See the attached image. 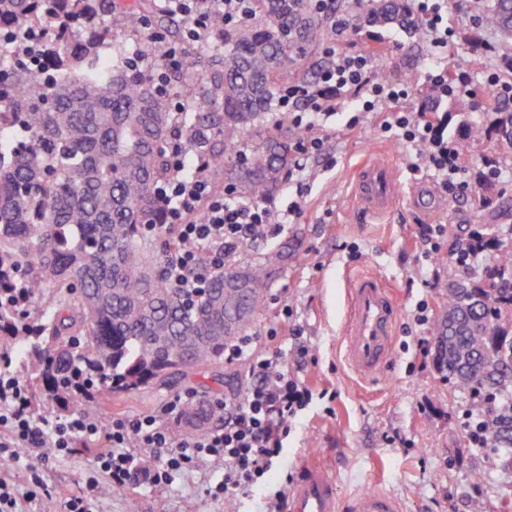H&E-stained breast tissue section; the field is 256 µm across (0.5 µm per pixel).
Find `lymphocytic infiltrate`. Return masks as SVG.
<instances>
[{
	"label": "lymphocytic infiltrate",
	"mask_w": 512,
	"mask_h": 512,
	"mask_svg": "<svg viewBox=\"0 0 512 512\" xmlns=\"http://www.w3.org/2000/svg\"><path fill=\"white\" fill-rule=\"evenodd\" d=\"M172 2L176 11L188 17L186 37L196 44L213 36L211 10L221 11L228 25L248 17V0H210L206 5L200 0ZM411 3L426 24L435 60L425 76L427 88L442 98H474L470 73H461L453 83L447 78L449 30L444 0ZM409 92L405 82L375 78L370 55L350 50L335 53L316 83L289 87L288 112L303 133L289 169L297 196L276 213L260 202L237 200L229 187L223 194H214L209 181L200 173H188L185 157L175 155V176L163 190L167 221L194 247L168 263V278L184 288H203L244 242L276 236L298 217L300 195L308 189V160L325 148L320 119L328 114L348 113L346 126L353 129L362 113L390 106L382 128L388 138L414 149L410 171L431 173L448 195L465 192L469 183L458 160L457 142L444 138L442 129L426 113L397 110V102ZM199 210L204 217L198 221L194 215ZM251 345L248 336L225 344V363L248 362L250 386L243 396L225 400L223 424L192 435L174 430L185 406L183 397H173L154 414L117 420L105 428L98 420L73 412L60 417L33 416L19 376L0 371V460L19 461L23 448H49L64 456L80 438L98 445L96 460L116 488L162 489L200 466L219 463L224 471L210 490L213 498L248 489L272 471L295 418L313 397L312 388L298 376L310 356L300 325L292 326L287 340L274 352L258 355Z\"/></svg>",
	"instance_id": "f902f5d3"
}]
</instances>
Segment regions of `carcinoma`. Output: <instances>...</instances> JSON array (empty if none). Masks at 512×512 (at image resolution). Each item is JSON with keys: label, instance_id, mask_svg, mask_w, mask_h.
Masks as SVG:
<instances>
[{"label": "carcinoma", "instance_id": "1", "mask_svg": "<svg viewBox=\"0 0 512 512\" xmlns=\"http://www.w3.org/2000/svg\"><path fill=\"white\" fill-rule=\"evenodd\" d=\"M355 32L397 27L425 41L408 0H251L250 19L184 51L188 19L163 0H0V362L23 374L30 412L73 410L173 370L215 368L224 344L265 304L268 272L213 274L202 291L171 283L168 258L189 243L165 231L161 187L173 153L207 163L211 185L243 198L275 196L302 133L281 107L288 87L316 82L332 63L340 14ZM483 27L512 40V0H485ZM459 157H512V103L464 123ZM156 227L149 234L145 228ZM484 256L477 275L471 260ZM462 282L441 294L433 335L437 370L487 411L465 427L478 444L512 451V225L476 224L454 254ZM221 407L189 406L199 432Z\"/></svg>", "mask_w": 512, "mask_h": 512}]
</instances>
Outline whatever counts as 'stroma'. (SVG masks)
Listing matches in <instances>:
<instances>
[{
  "mask_svg": "<svg viewBox=\"0 0 512 512\" xmlns=\"http://www.w3.org/2000/svg\"><path fill=\"white\" fill-rule=\"evenodd\" d=\"M477 0H448V23L455 32L449 60L466 59L478 82V99L471 120H483L496 102L483 85L496 60L474 52V42L500 44L497 35L474 26ZM388 52L374 58L378 78L406 77L421 90L431 66L427 49H420L413 67L404 61L409 37L401 30L385 31ZM385 113L363 115L354 132H347L342 115L325 119L326 152L308 161L310 189L301 213L275 238L248 242L233 261L237 267H256L267 255L287 248L288 259L268 281L263 308L246 329L255 353L271 351L267 334L291 318L303 329L314 363L304 367L302 380L326 391L299 414L281 456L267 480L228 499L207 492L220 478L218 466L205 465L177 478L160 490L127 488L110 492L93 454L71 450L66 456L51 449H21V456L37 459L46 491L35 500L20 502L19 512H62L67 497L80 494L87 482L99 484L92 512H267L279 491L289 490L303 465L316 462L336 485L341 500L367 489L396 497L402 512H503L512 504V467L500 450L475 447L464 426L477 406L468 396L452 392L434 364V336L428 324L414 317L426 306L430 319L438 313L440 293L454 275L445 260L471 224H484L495 211L484 206L481 186L454 198L444 195L435 178L410 174L405 148L386 138L381 125ZM388 149L401 176L400 203L387 215L364 220L352 195L353 168L358 157L375 147ZM427 190V209L411 202ZM439 229L438 252H429L418 236L421 227ZM358 270L382 274L401 306L394 347L385 370L372 381L361 379L346 364L341 350V326L346 310V283ZM249 383L242 364L221 365L189 377H174L169 385L118 393L100 406L103 424L135 419L160 409L174 396L216 405L241 395Z\"/></svg>",
  "mask_w": 512,
  "mask_h": 512,
  "instance_id": "stroma-1",
  "label": "stroma"
}]
</instances>
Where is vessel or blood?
<instances>
[{
	"label": "vessel or blood",
	"instance_id": "obj_1",
	"mask_svg": "<svg viewBox=\"0 0 512 512\" xmlns=\"http://www.w3.org/2000/svg\"><path fill=\"white\" fill-rule=\"evenodd\" d=\"M398 179L396 167L383 152L366 154L356 165L353 182L358 207L372 218L387 214L399 200ZM348 305L344 359L361 378H375L392 351L398 304L386 280L358 275L350 282ZM288 512H399V503L389 493L373 491L340 506L331 479L321 467L308 464L288 493Z\"/></svg>",
	"mask_w": 512,
	"mask_h": 512
}]
</instances>
